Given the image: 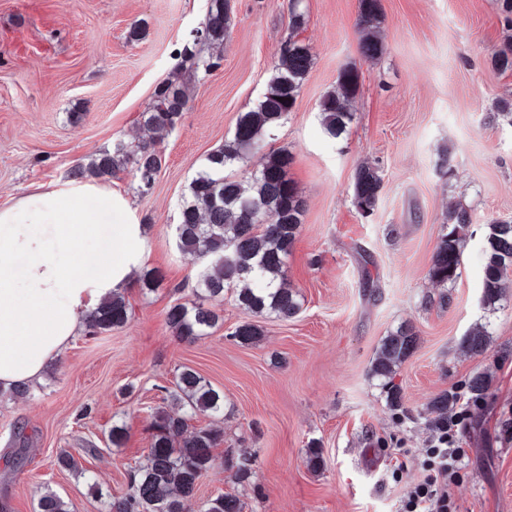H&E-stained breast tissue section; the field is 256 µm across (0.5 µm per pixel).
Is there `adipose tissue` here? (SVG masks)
I'll return each mask as SVG.
<instances>
[{
	"label": "adipose tissue",
	"instance_id": "ef3b65f1",
	"mask_svg": "<svg viewBox=\"0 0 512 512\" xmlns=\"http://www.w3.org/2000/svg\"><path fill=\"white\" fill-rule=\"evenodd\" d=\"M113 224L110 250L88 244ZM143 255L128 200L87 180L0 205V386L37 381L81 328V316L126 286Z\"/></svg>",
	"mask_w": 512,
	"mask_h": 512
}]
</instances>
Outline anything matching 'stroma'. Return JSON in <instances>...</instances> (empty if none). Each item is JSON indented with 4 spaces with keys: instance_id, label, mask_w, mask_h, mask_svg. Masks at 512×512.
<instances>
[{
    "instance_id": "obj_1",
    "label": "stroma",
    "mask_w": 512,
    "mask_h": 512,
    "mask_svg": "<svg viewBox=\"0 0 512 512\" xmlns=\"http://www.w3.org/2000/svg\"><path fill=\"white\" fill-rule=\"evenodd\" d=\"M220 67L199 75L176 128L159 149L164 162L149 194L131 171L108 184L127 198L145 230L141 271L164 276L154 289L126 288V325L78 334L29 395L0 397V512H36L53 490L72 512H104L128 490V467L144 459L154 408L178 368L195 369L224 392V442L201 496H241L246 512H393L421 472L417 458L434 435L430 401L462 392L489 372V398L462 428L463 478L451 492L458 512H512V287L496 310L482 303L484 244L491 220L512 218V125L489 122L512 93V72L489 59L503 35L496 0H380L385 52L363 60L359 0H304L301 35L312 66L294 112L268 141L292 162L289 177L305 201L287 258L300 313L260 319L262 334L242 344L230 334L248 313L233 291L222 319L194 342L166 323L175 302L192 297L200 266L176 247L174 229L189 181L262 97L289 33L288 0H230ZM209 0H0V203L62 185L113 140L149 139L141 114L177 67L175 51L201 26ZM356 63L354 119L326 138L317 105L340 69ZM450 149L454 175L442 177ZM379 167L384 188L373 215L353 204L359 164ZM472 222L460 275L429 278L449 204ZM450 301L439 305L440 293ZM419 334L398 368L404 413L390 409L369 368L381 340L401 323ZM490 332L482 356L461 352L475 324ZM126 428L121 447L108 440ZM95 453H87V445ZM320 448L319 469L308 465ZM81 472L55 463L61 450ZM255 458L246 484L231 460ZM400 479H393V469Z\"/></svg>"
}]
</instances>
